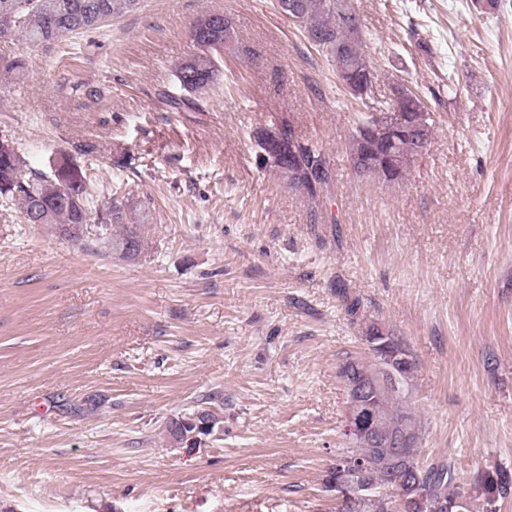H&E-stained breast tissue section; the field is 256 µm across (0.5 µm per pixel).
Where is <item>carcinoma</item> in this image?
<instances>
[{
	"instance_id": "cac0c4a2",
	"label": "carcinoma",
	"mask_w": 512,
	"mask_h": 512,
	"mask_svg": "<svg viewBox=\"0 0 512 512\" xmlns=\"http://www.w3.org/2000/svg\"><path fill=\"white\" fill-rule=\"evenodd\" d=\"M141 0H0V14L13 16L9 39L21 37L34 46L58 41L68 35L94 32L108 21L134 10ZM276 6L288 5L306 38L331 62L335 71L343 70L349 60L364 57L362 23L349 0H275ZM230 22L216 15L214 24L199 28L192 39L197 53L175 67V90L162 92L169 106L177 111L197 110L213 92L224 59V27ZM384 137L372 134L357 138L349 136L348 160L358 158L373 161L384 153ZM261 164L278 174L294 166L288 159V149L279 155L266 153L265 142L258 140ZM304 162L323 164L321 173L310 179L297 172L286 179L288 187L303 191L312 201L331 192L333 182L329 161L315 144L299 147ZM20 207V219L26 224H53L67 230L76 225L89 228L86 235L73 236V243L85 248H105L125 258L137 256L143 248L138 227L126 223L125 205L112 201L106 207L91 208L87 178L71 162L70 155L58 152L50 161V172L28 167L18 148L0 153V206ZM122 225V231L110 233L112 225ZM364 341L379 344L394 359L395 372L401 378L400 388L387 391L377 388L373 401L384 410L385 421L377 436L404 429L421 439L417 419L406 404L410 380L416 370V360L402 338L376 324L364 332ZM214 429L210 414L202 412L193 418L175 423L174 432L182 438L208 435ZM348 458L372 461L371 468L356 474L339 467L341 459L329 468L324 485L332 490L351 483L358 487L351 504L338 512H396L393 501L380 488L386 484L402 492L407 508L404 512H470V501L460 491L455 470L446 462L425 464L407 449V459L398 463L383 448L357 445L347 452ZM481 490L489 509L499 499L512 494V475L504 470L487 471L481 477Z\"/></svg>"
}]
</instances>
